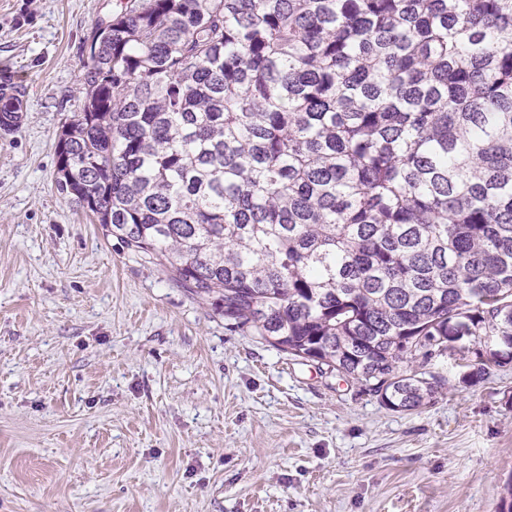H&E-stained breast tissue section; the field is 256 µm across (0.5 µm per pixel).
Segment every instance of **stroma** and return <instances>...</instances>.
Listing matches in <instances>:
<instances>
[{
	"label": "stroma",
	"mask_w": 512,
	"mask_h": 512,
	"mask_svg": "<svg viewBox=\"0 0 512 512\" xmlns=\"http://www.w3.org/2000/svg\"><path fill=\"white\" fill-rule=\"evenodd\" d=\"M121 0H0V512H496L512 364L399 413L226 325L55 187L82 62ZM0 97L3 101L10 102L14 108L15 112L9 114L10 122L16 123L18 121L17 124H21L23 112H25L24 91L15 78L7 73L2 77L0 76Z\"/></svg>",
	"instance_id": "1"
}]
</instances>
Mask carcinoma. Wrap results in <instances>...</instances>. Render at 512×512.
Returning <instances> with one entry per match:
<instances>
[{
	"instance_id": "obj_1",
	"label": "carcinoma",
	"mask_w": 512,
	"mask_h": 512,
	"mask_svg": "<svg viewBox=\"0 0 512 512\" xmlns=\"http://www.w3.org/2000/svg\"><path fill=\"white\" fill-rule=\"evenodd\" d=\"M57 191L234 328L429 404L512 363V0H125Z\"/></svg>"
}]
</instances>
